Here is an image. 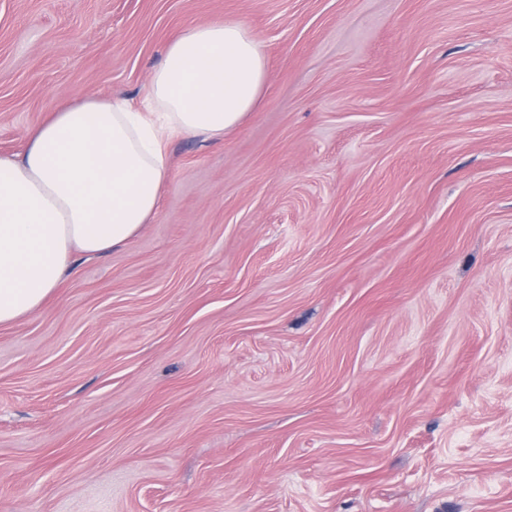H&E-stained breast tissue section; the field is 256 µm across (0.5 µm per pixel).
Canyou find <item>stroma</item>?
Here are the masks:
<instances>
[{
  "label": "stroma",
  "mask_w": 512,
  "mask_h": 512,
  "mask_svg": "<svg viewBox=\"0 0 512 512\" xmlns=\"http://www.w3.org/2000/svg\"><path fill=\"white\" fill-rule=\"evenodd\" d=\"M227 19L256 110L0 325V512H512V0H0V154Z\"/></svg>",
  "instance_id": "stroma-1"
}]
</instances>
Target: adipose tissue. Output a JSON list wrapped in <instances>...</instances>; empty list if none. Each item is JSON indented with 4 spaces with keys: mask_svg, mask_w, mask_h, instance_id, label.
<instances>
[{
    "mask_svg": "<svg viewBox=\"0 0 512 512\" xmlns=\"http://www.w3.org/2000/svg\"><path fill=\"white\" fill-rule=\"evenodd\" d=\"M266 77L263 44L244 23H194L149 76L151 111L86 96L32 128L21 155L0 154V325L39 308L74 253L129 243L167 186L168 135L223 138Z\"/></svg>",
    "mask_w": 512,
    "mask_h": 512,
    "instance_id": "adipose-tissue-1",
    "label": "adipose tissue"
}]
</instances>
